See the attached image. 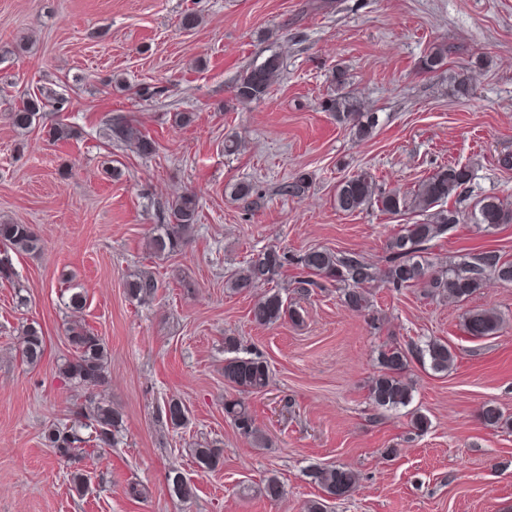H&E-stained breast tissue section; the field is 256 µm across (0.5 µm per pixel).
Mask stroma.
Segmentation results:
<instances>
[{
  "label": "stroma",
  "instance_id": "stroma-1",
  "mask_svg": "<svg viewBox=\"0 0 512 512\" xmlns=\"http://www.w3.org/2000/svg\"><path fill=\"white\" fill-rule=\"evenodd\" d=\"M197 23L185 27L187 14ZM455 46L436 69L434 48ZM279 53L284 69L270 93L239 104L244 68ZM346 89L377 113L366 140L336 122L321 103ZM466 78L469 95L453 91ZM60 99L32 126L15 129L10 112L30 93ZM190 121L175 124L173 115ZM124 116L156 143L143 156L110 139ZM69 126L70 138L49 131ZM236 137L235 153L224 141ZM512 0H0V222L32 225L41 254L14 255L15 284L0 283V512H306L323 492L317 469L340 465L358 479L332 512H512V428L485 425V404L512 419V284L488 280L455 305L423 289L378 280L372 307L355 312L335 281L299 289V258L309 249L353 251L388 268L387 243L412 213L371 206L337 211V185L370 174L384 188L411 190L438 167L469 165L473 196L512 204ZM305 193L284 194L291 177ZM252 187L260 207L234 199ZM195 193L199 220L182 251L147 247L163 206ZM291 262L272 285L238 294L224 279L266 248ZM496 250L512 260V223L455 224L428 244L433 266ZM153 272L156 295L139 302L130 271ZM28 302L18 305L16 287ZM280 290L300 322H253L267 288ZM79 317L109 350L104 395L123 414L114 447L88 463L77 494L69 465L44 435L67 422L76 392L58 377L68 355L71 289ZM491 309L497 334L470 336L467 311ZM41 325L48 343L36 367L19 360L20 328ZM266 360L261 394L224 382V339ZM447 341L451 368L413 363L409 408L375 407L369 397L380 350ZM187 408L172 428L170 398ZM243 398L267 437L242 436L224 402ZM429 420L426 431L411 411ZM219 442L223 458L200 468L193 450ZM181 475L191 499L173 491ZM283 487L266 498L268 478ZM139 484L141 496L128 492Z\"/></svg>",
  "mask_w": 512,
  "mask_h": 512
}]
</instances>
